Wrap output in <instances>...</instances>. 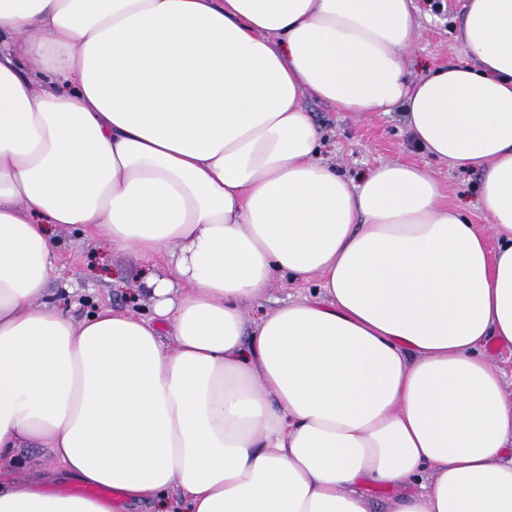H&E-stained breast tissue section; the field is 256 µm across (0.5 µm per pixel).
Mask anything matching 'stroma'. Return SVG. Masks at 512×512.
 Returning <instances> with one entry per match:
<instances>
[{
	"label": "stroma",
	"instance_id": "35a3bbf8",
	"mask_svg": "<svg viewBox=\"0 0 512 512\" xmlns=\"http://www.w3.org/2000/svg\"><path fill=\"white\" fill-rule=\"evenodd\" d=\"M413 5L417 27L407 49L409 78L463 61L461 24L466 0H413ZM303 105L322 132L320 160L341 175L356 181L387 162L422 164L441 183L445 202L477 211L481 171L425 154L412 142L402 111L340 112L311 93L304 95ZM49 233L59 251V264L47 284L45 301L77 319L101 303L152 316V301L142 285L146 270L132 253L96 241L72 225H50Z\"/></svg>",
	"mask_w": 512,
	"mask_h": 512
}]
</instances>
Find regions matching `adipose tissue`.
I'll return each mask as SVG.
<instances>
[{
  "mask_svg": "<svg viewBox=\"0 0 512 512\" xmlns=\"http://www.w3.org/2000/svg\"><path fill=\"white\" fill-rule=\"evenodd\" d=\"M412 2L0 0V462L58 464L0 512H512V0L414 82ZM307 93L404 108L492 235L425 167L318 161ZM50 224L133 252L154 316L45 302ZM278 277L317 288L247 320ZM488 357L495 361L502 372L505 387L512 391V346L491 345L486 350ZM55 465L53 457L44 448H22L14 462L19 475L26 476Z\"/></svg>",
  "mask_w": 512,
  "mask_h": 512,
  "instance_id": "1",
  "label": "adipose tissue"
}]
</instances>
